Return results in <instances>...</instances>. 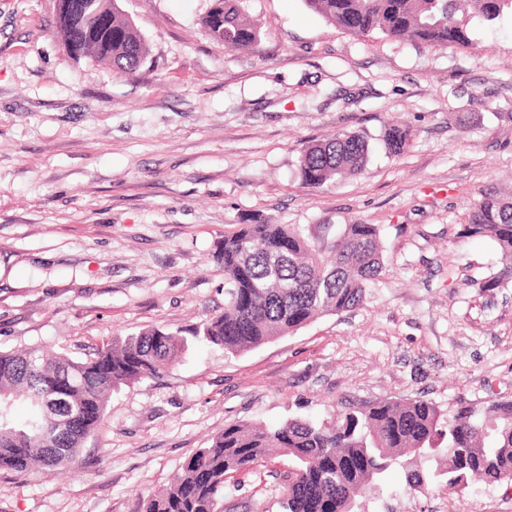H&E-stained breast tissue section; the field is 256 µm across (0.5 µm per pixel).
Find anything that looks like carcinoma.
<instances>
[{"mask_svg": "<svg viewBox=\"0 0 512 512\" xmlns=\"http://www.w3.org/2000/svg\"><path fill=\"white\" fill-rule=\"evenodd\" d=\"M56 0L53 35L74 63L95 61L130 74L149 57L137 26L102 2L93 10ZM248 0H211L202 18L210 38L227 51L250 49L261 36ZM327 23L351 34H375L433 48L472 44L474 17L493 23L512 15V0H304ZM390 156L409 145V132L384 128ZM371 152L360 133L338 134L307 146L298 160L302 183L318 188L362 174ZM466 237L499 248L503 268L483 287L512 278V194L475 202ZM224 268V312L192 328L152 327L114 336L84 358L41 346L0 350V471L48 473L79 462L84 440L105 424L112 390L158 377L191 345L206 343L239 355L291 334L315 317L350 311L384 270L379 230L346 224L329 244L296 224L256 220L238 225L212 254ZM33 413L13 419L16 402ZM288 459L282 512H361L365 494L402 470L408 487L452 490L474 480L512 485V400L477 406L460 400L448 414L426 400H378L328 421L289 419L277 426H224L198 449L165 489L147 497L144 512H224V484L270 453ZM432 463L423 472L419 464Z\"/></svg>", "mask_w": 512, "mask_h": 512, "instance_id": "obj_1", "label": "carcinoma"}]
</instances>
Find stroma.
<instances>
[{
	"label": "stroma",
	"mask_w": 512,
	"mask_h": 512,
	"mask_svg": "<svg viewBox=\"0 0 512 512\" xmlns=\"http://www.w3.org/2000/svg\"><path fill=\"white\" fill-rule=\"evenodd\" d=\"M211 0H118L149 44L135 73L72 63L55 0H0V348L74 357L131 331L224 310L212 253L253 219L333 239L380 229L385 271L362 306L239 356L190 348L113 391L78 467L0 471V512H142L224 426L323 419L379 399L512 400V282L495 243L462 236L474 203L512 191V17L469 48L337 30L303 0H248L261 26L231 52ZM409 128L404 154L305 186L297 161L336 133ZM284 458L227 479L224 512H280ZM365 512H512V486L409 489L392 473Z\"/></svg>",
	"instance_id": "obj_1"
}]
</instances>
